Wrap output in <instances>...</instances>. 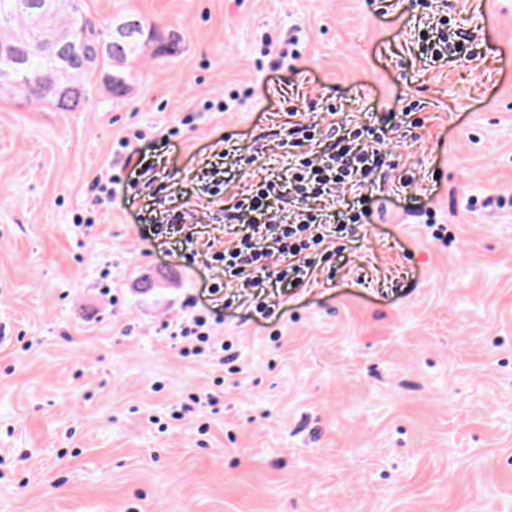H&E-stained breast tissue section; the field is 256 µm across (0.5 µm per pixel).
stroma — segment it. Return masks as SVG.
Wrapping results in <instances>:
<instances>
[{"mask_svg": "<svg viewBox=\"0 0 512 512\" xmlns=\"http://www.w3.org/2000/svg\"><path fill=\"white\" fill-rule=\"evenodd\" d=\"M386 2L84 0L99 25L132 12L176 33L178 53L136 62L120 96L96 76L82 112L0 95V512H512V0H447L484 43L443 66L409 43L434 12ZM265 37L275 55L298 41L283 97L263 91ZM249 88L243 107L195 108ZM406 99L423 104L413 129ZM328 102L390 118L386 150L416 187L283 312L225 311L215 334L242 373L181 356L160 329L207 301L208 270L180 235L143 237L152 189L98 204L92 180L140 128L135 157L169 193L209 163L232 192L246 158L281 172L269 135L288 106ZM86 211L94 224H73ZM207 393L218 413L175 418Z\"/></svg>", "mask_w": 512, "mask_h": 512, "instance_id": "35a3bbf8", "label": "stroma"}]
</instances>
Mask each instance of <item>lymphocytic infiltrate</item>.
<instances>
[{
    "label": "lymphocytic infiltrate",
    "instance_id": "obj_1",
    "mask_svg": "<svg viewBox=\"0 0 512 512\" xmlns=\"http://www.w3.org/2000/svg\"><path fill=\"white\" fill-rule=\"evenodd\" d=\"M474 42L444 14L434 28L418 32L416 38L420 55L433 62L473 55ZM288 115L277 140L287 156L283 176L256 175L228 194L219 169L202 171L194 203L223 213L224 243L208 241L199 248L194 236L186 238L191 255H203L206 266L215 271L210 295L223 296L228 307L236 298L252 299L255 313L264 317L271 316L278 304L271 288L281 283L292 288L314 285V271L336 253L339 240L369 223L378 199L373 176L386 165L381 147L388 133L383 127L340 120L333 104L312 121L299 120L294 108ZM340 190L356 203L344 223L333 226L325 215ZM274 206L287 212V223L262 230L243 227L246 215L263 216ZM188 307L187 317L165 324L169 339L182 342L183 356L223 358L229 346L214 334L216 324L223 321L220 311L193 299Z\"/></svg>",
    "mask_w": 512,
    "mask_h": 512
}]
</instances>
